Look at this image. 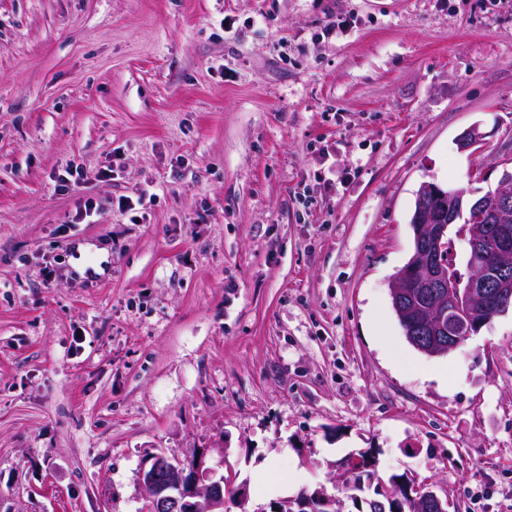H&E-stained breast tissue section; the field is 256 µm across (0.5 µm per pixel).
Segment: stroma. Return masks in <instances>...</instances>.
I'll list each match as a JSON object with an SVG mask.
<instances>
[{"instance_id":"obj_1","label":"stroma","mask_w":512,"mask_h":512,"mask_svg":"<svg viewBox=\"0 0 512 512\" xmlns=\"http://www.w3.org/2000/svg\"><path fill=\"white\" fill-rule=\"evenodd\" d=\"M510 166L512 0H0V512H141L158 450L512 512V307L429 356L390 297L421 185Z\"/></svg>"}]
</instances>
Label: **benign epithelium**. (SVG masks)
Instances as JSON below:
<instances>
[{
  "label": "benign epithelium",
  "instance_id": "obj_1",
  "mask_svg": "<svg viewBox=\"0 0 512 512\" xmlns=\"http://www.w3.org/2000/svg\"><path fill=\"white\" fill-rule=\"evenodd\" d=\"M482 140L475 126L461 135L458 145L473 152ZM457 196L460 204L448 223L415 226L413 258L392 282L391 295L408 339L429 356L455 349L512 302V228L506 224L496 227L499 248L494 260L471 259L466 275L448 277L450 226L467 214L486 211L493 202L512 200V170H503L497 184L478 200L462 192ZM138 486L144 512H224V476L197 458L185 462L162 452L149 454L139 469ZM319 504L330 507L334 500L302 492L271 503L269 512H313ZM408 504L411 512H447L442 499L423 485L413 487Z\"/></svg>",
  "mask_w": 512,
  "mask_h": 512
}]
</instances>
